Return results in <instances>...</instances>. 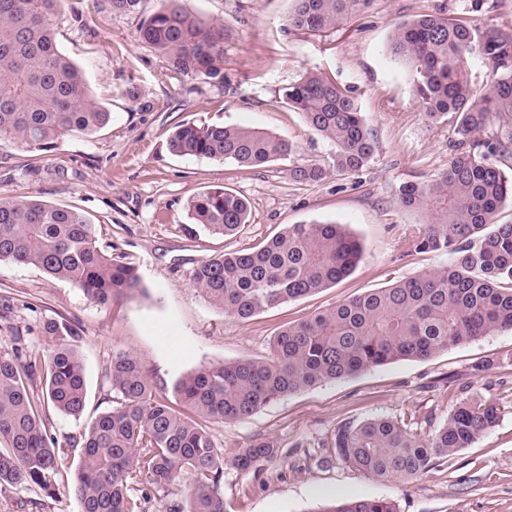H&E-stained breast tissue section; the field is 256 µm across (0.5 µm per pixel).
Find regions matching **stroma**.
Wrapping results in <instances>:
<instances>
[{
    "label": "stroma",
    "instance_id": "stroma-1",
    "mask_svg": "<svg viewBox=\"0 0 512 512\" xmlns=\"http://www.w3.org/2000/svg\"><path fill=\"white\" fill-rule=\"evenodd\" d=\"M464 0H372L336 31L287 32L291 0H179L190 14L224 25V78L172 76L165 56L139 42L137 30L161 0H142L136 14H115L107 0H64L56 20L58 46L85 72L93 95L110 112L106 128L67 135L48 150L0 146V198L35 197L85 212L100 249L134 265L144 289L123 304L89 301L82 290L37 268L0 262V351L14 335L29 351L43 350L42 324L68 323L83 365L81 417L51 412L57 437L81 432L112 406L107 375L112 355L133 354L156 394L173 398L178 381L199 368L270 353L275 332L348 298L383 288L446 263L438 253L404 255L423 216L397 201L405 183H423L454 154L447 124L422 115L400 63L387 52L394 25L439 12L472 25L512 26V0H483L462 13ZM350 86L377 150L357 173L333 169V145L288 109L283 93L305 70ZM242 125L287 138L292 158L257 167L176 156L168 139L184 123ZM33 171H26L25 162ZM319 164V181L297 183L290 168ZM224 186L244 196L250 221L232 237L187 230V204ZM348 225L363 247L355 271L325 289L242 321L224 315L192 285L204 259L266 242L289 224ZM482 398L500 410L496 426L471 447L423 477L381 481L338 461H326L339 425L372 418L428 417L439 426L452 407ZM217 445L231 453L254 439L282 451L276 461L224 470L226 512H318L332 500L388 498L398 512H512V330L448 347L423 361L400 360L280 398L237 421L213 420ZM72 479L53 495L0 489V512H81Z\"/></svg>",
    "mask_w": 512,
    "mask_h": 512
}]
</instances>
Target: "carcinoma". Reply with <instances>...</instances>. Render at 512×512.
<instances>
[{"label": "carcinoma", "instance_id": "carcinoma-1", "mask_svg": "<svg viewBox=\"0 0 512 512\" xmlns=\"http://www.w3.org/2000/svg\"><path fill=\"white\" fill-rule=\"evenodd\" d=\"M144 19L139 40L167 55L175 74L224 81V25L205 22L177 5ZM287 30L334 31L372 0H292ZM62 0H0V145L43 151L68 134L91 135L111 113L94 97L80 67L58 47L55 20ZM390 56L411 81L426 120L451 123L455 154L426 183H406L401 208L426 223L405 254L440 252L448 262L376 289L275 334L265 359L205 366L179 380L180 406L156 396L133 355L112 356V409L78 435L47 431L53 409L78 417L85 407L83 366L65 322L48 320L41 353L19 346L0 351V488L36 486L51 494L72 457L82 512H145L147 484L166 492L180 473L191 488L173 512H224V467L250 470L279 456L255 439L233 455L214 443L207 422L242 420L271 401L326 381L398 360L430 358L451 345L512 329V224L497 223L512 200V178L490 161L512 157V27L483 30L464 19L422 13L398 23ZM488 69V86L472 80L474 60ZM285 103L335 146L336 171H360L377 143L356 98L322 72L306 71L284 92ZM169 149L180 156L262 166L294 152L289 140L257 128L217 124L179 126ZM297 183L324 175L317 165L295 166ZM192 224L232 236L249 223L247 201L224 186L188 204ZM362 258L348 225L289 224L261 247L202 260L193 287L227 316L247 320L347 277ZM32 266L78 285L96 303H116L141 290L134 266L97 245L96 227L80 209L34 198H0V262ZM44 384L45 397L30 394ZM498 407L457 404L444 423L425 433L422 421L374 419L337 427L334 458L382 481L410 482L470 447L491 430ZM318 512H397L388 498L334 501Z\"/></svg>", "mask_w": 512, "mask_h": 512}]
</instances>
